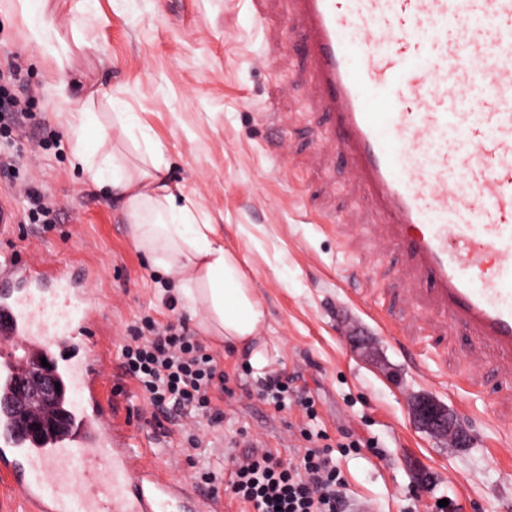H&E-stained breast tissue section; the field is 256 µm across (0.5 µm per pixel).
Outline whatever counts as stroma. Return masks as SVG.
I'll return each mask as SVG.
<instances>
[{"instance_id":"35a3bbf8","label":"stroma","mask_w":512,"mask_h":512,"mask_svg":"<svg viewBox=\"0 0 512 512\" xmlns=\"http://www.w3.org/2000/svg\"><path fill=\"white\" fill-rule=\"evenodd\" d=\"M44 17L50 54L29 40L15 0H0V63L11 57L22 68L5 88L33 115L20 135L0 120V147L20 155L14 170H0V193L21 214L24 186L40 185L57 205L56 224L4 229L0 259L72 273L96 307L104 396L119 405L143 464L242 512L200 471L224 473L255 442L289 458L302 430H322L352 507L512 512V363L478 345L426 291H411L403 248L383 238L360 183L324 142L328 119L293 0H45ZM62 79L72 97L95 95L102 124L112 125L115 102L137 117L129 136L101 145L92 134L89 147L132 158L143 135L162 144L172 184L211 216L265 308L247 348L203 332L135 247L120 204L76 165ZM146 316L183 322L217 358L221 423L157 421L125 376L127 328ZM254 352L262 368L249 366ZM270 375L313 400L315 418L291 398L280 411L265 404L253 388ZM422 396L448 409L465 444L415 422ZM192 437L200 446L191 456ZM348 437L363 447H344Z\"/></svg>"}]
</instances>
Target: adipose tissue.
I'll return each instance as SVG.
<instances>
[{
  "mask_svg": "<svg viewBox=\"0 0 512 512\" xmlns=\"http://www.w3.org/2000/svg\"><path fill=\"white\" fill-rule=\"evenodd\" d=\"M59 96L70 116L73 156L100 188L119 198L130 220V236L164 275L191 313L201 314L209 335L244 345L259 335L265 310L241 271L240 260L214 235L210 216L168 178L161 144L144 140L135 161L116 154L95 157L86 149L95 120L88 103H76L67 82Z\"/></svg>",
  "mask_w": 512,
  "mask_h": 512,
  "instance_id": "1",
  "label": "adipose tissue"
}]
</instances>
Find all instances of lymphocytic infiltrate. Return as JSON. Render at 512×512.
I'll return each instance as SVG.
<instances>
[{"label":"lymphocytic infiltrate","instance_id":"1","mask_svg":"<svg viewBox=\"0 0 512 512\" xmlns=\"http://www.w3.org/2000/svg\"><path fill=\"white\" fill-rule=\"evenodd\" d=\"M130 338L121 349V366L156 411L223 421L211 393L223 387L224 372L183 324L147 319L132 326ZM303 438L306 446L293 460L268 449L234 459L223 476L226 490L249 512H346L340 470L324 433L307 432Z\"/></svg>","mask_w":512,"mask_h":512}]
</instances>
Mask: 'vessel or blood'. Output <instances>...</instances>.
I'll list each match as a JSON object with an SVG mask.
<instances>
[{
  "mask_svg": "<svg viewBox=\"0 0 512 512\" xmlns=\"http://www.w3.org/2000/svg\"><path fill=\"white\" fill-rule=\"evenodd\" d=\"M328 140L363 183L385 236L439 309L512 361V0H298ZM55 307L63 334L42 314ZM87 300L52 269L0 265V400L30 359L76 344ZM105 360L85 350L58 374L83 394L47 440L0 413V480L30 512H224L144 467Z\"/></svg>",
  "mask_w": 512,
  "mask_h": 512,
  "instance_id": "b4317fda",
  "label": "vessel or blood"
}]
</instances>
